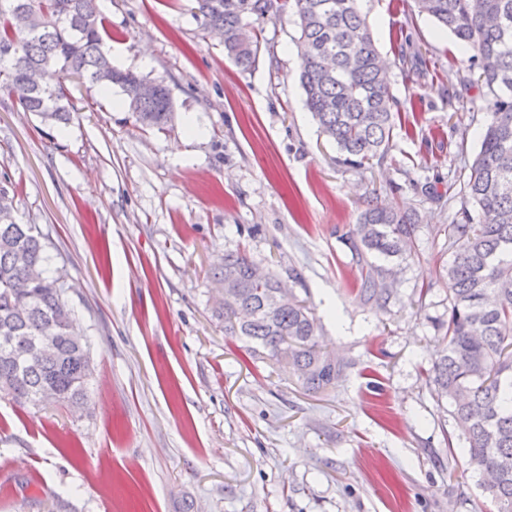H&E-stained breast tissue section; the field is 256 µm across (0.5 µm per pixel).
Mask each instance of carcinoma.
Segmentation results:
<instances>
[{
	"label": "carcinoma",
	"instance_id": "obj_1",
	"mask_svg": "<svg viewBox=\"0 0 512 512\" xmlns=\"http://www.w3.org/2000/svg\"><path fill=\"white\" fill-rule=\"evenodd\" d=\"M195 16L205 30L221 35L224 50L243 71L259 53L258 39L243 45L238 32L246 17L257 21L276 0H195ZM419 14L432 18L458 43L475 51L456 71L467 92L479 86L488 102L480 151L461 189L460 209L448 226L453 260L445 268L448 322L443 349L429 370L439 396L467 435L468 464L484 477L483 489L512 512V0H414ZM35 8L41 31L26 30L24 13ZM298 18L295 40L304 63L299 81L305 105L320 133L336 144L343 162L360 166L384 157L394 128L398 101L391 90L390 63L375 47L360 0H292ZM108 29L95 0H0V86L40 123L66 126L70 97L63 84L30 82V72L56 68L108 95L118 86L136 119L162 129L174 119L173 101L162 83L150 98L142 87L151 80L112 64L105 47ZM415 215L370 204L346 236L361 277L358 298L384 306L395 271L374 259L391 261L411 253ZM46 237L34 224H19L11 203L0 197V392L18 405L38 406L37 394L56 389L59 403L87 400V343H76L73 310L65 301L64 275L48 270ZM243 254L224 257L214 273L233 300L216 309L224 333L239 336L280 360L284 340L303 386L318 391L341 376L342 366L317 339L316 318L303 300L275 305L276 276H252ZM51 341L38 357L22 361L37 339Z\"/></svg>",
	"mask_w": 512,
	"mask_h": 512
}]
</instances>
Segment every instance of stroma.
Masks as SVG:
<instances>
[{
    "instance_id": "1",
    "label": "stroma",
    "mask_w": 512,
    "mask_h": 512,
    "mask_svg": "<svg viewBox=\"0 0 512 512\" xmlns=\"http://www.w3.org/2000/svg\"><path fill=\"white\" fill-rule=\"evenodd\" d=\"M192 6L98 4L114 65L169 89L166 129L117 87L70 80L61 128L0 90V189L65 270L93 362L78 410L0 392V512H497L427 377L448 321L444 194L486 121L477 91L448 102L467 53L413 0H362L399 116L384 158L352 166L304 106L295 16L264 20L245 72ZM372 201L419 218L382 309L355 296L343 240ZM239 252L313 308L335 385L307 391L225 335L214 274Z\"/></svg>"
}]
</instances>
